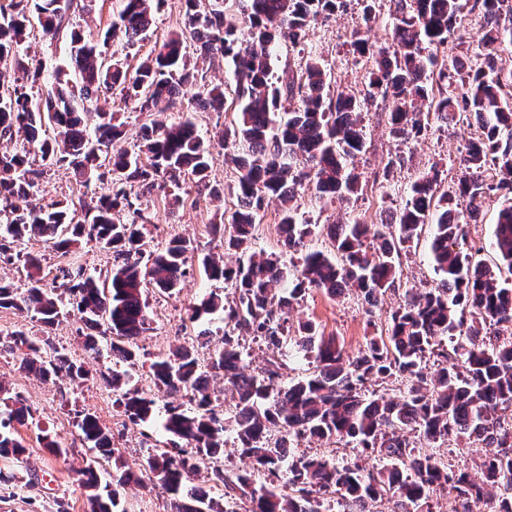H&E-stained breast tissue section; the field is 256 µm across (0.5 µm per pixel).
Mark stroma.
<instances>
[{"instance_id": "stroma-1", "label": "stroma", "mask_w": 512, "mask_h": 512, "mask_svg": "<svg viewBox=\"0 0 512 512\" xmlns=\"http://www.w3.org/2000/svg\"><path fill=\"white\" fill-rule=\"evenodd\" d=\"M395 8L394 0H351L346 12L310 28L308 42L329 69L330 89L362 87L368 65L365 58L352 53L350 36L353 31H364L376 46H389ZM180 17V0H166L146 39L129 46L119 38L114 47L129 66H136L155 45L161 44L178 28ZM365 125L366 149L355 161L356 170L361 175L362 192L347 202L332 200L326 203L316 200L312 192L301 193L297 203L310 223L346 224L358 216L375 224L390 220L402 207L410 185L431 164H438L447 180L457 179L460 159L476 134L475 126L465 122L445 124L434 121L418 140L401 142L390 133L388 103L380 98L366 109ZM213 153L216 160L210 179L224 186L223 200L203 198L176 209L165 207L156 193L141 200L154 216V222L148 225L143 238L144 251H154L174 237L189 239L193 250L179 293L170 295L154 285L146 286L144 296L151 322L149 331L135 340V364L128 366L116 362L106 339L101 342L100 352L86 350L83 322L76 309H69L60 323L49 329L27 313L0 309V384L9 394L21 395L33 411L31 420L16 427L27 449L24 461L0 459V470L12 477L10 483L0 485V512H85L82 471L90 462L92 452L78 434L77 413L95 414L111 433L119 451V461L107 463L108 473H115L119 468L139 472L148 449L166 447L169 437L162 428L164 399H157L149 419L131 423L106 379L112 370L127 371L129 389L149 394L153 391L149 377L151 361L180 344L195 345L199 358L204 360L221 343L223 312L204 315L197 322L189 318L191 306L200 304L211 290L224 288L223 283L206 278L201 260L205 255L224 252V244L214 234L213 227L221 223L223 212L233 207L236 170L232 163L225 161L221 146H214ZM482 179L490 187L483 203V220L470 225L469 230L471 238L483 246L481 260L489 263L494 258L492 232L504 193L496 188L499 175L494 165H487ZM428 240V235H421L418 244L401 255V286L388 291L375 310H368L356 295L332 298L323 291L312 289L293 301L289 309L291 323L312 321L324 334L336 336L349 355H356L366 337L384 333L386 314L402 301L406 289L432 288L439 282L440 277L430 260ZM18 330L84 363L90 371L88 379L80 383L66 378L43 382L20 370L19 353L13 350L10 338L11 333ZM46 436L60 443L62 454L54 455L44 448L42 439ZM488 451V445L453 437L437 449L436 455L448 467L465 469L479 480L483 477L479 464ZM122 501L128 512H170V495L148 479L125 486Z\"/></svg>"}]
</instances>
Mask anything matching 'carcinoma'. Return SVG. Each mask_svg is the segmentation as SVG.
I'll use <instances>...</instances> for the list:
<instances>
[{"mask_svg":"<svg viewBox=\"0 0 512 512\" xmlns=\"http://www.w3.org/2000/svg\"><path fill=\"white\" fill-rule=\"evenodd\" d=\"M94 0H7L0 3V258H23L29 278L24 293L0 280V309L26 311L45 327L65 315L59 299L43 287L41 260L21 247L26 235L43 237L66 258L62 286L69 304L83 315L84 345L98 350L99 338L112 336V356L135 364L134 340L149 329L146 281L173 294L186 276L192 245L173 238L160 250L143 255L142 229L153 216L137 201L158 189L174 209L184 203L186 177L195 192L213 199L224 190L209 180L215 156L194 118L182 114V95L199 85L198 67L225 65L235 88L234 124L218 132L224 155L237 169L234 210L224 225V249L241 252L229 266L213 255L202 259L210 280L233 290L232 300L212 293L191 307L190 320L224 312L222 346L199 359L185 345L152 361L149 373L156 394L183 392L189 405H167L163 429L185 443L177 455L162 448L148 453L146 470L172 495L171 512H237L236 498L219 504L209 492L194 487L205 460L217 458L224 433L231 431L250 460L249 473L229 474L222 467L209 480L240 492L253 504L249 512H332L323 509L336 494L337 512H359L361 505L391 498L398 512H424L438 491H448L451 512H470V504L487 498L491 512H512V495L494 498L490 487L512 489V343H495L512 326V202L498 211L492 247L496 261L475 260L481 248L468 243L467 224L480 212L485 188L482 171L488 161L499 165L496 186L512 194V69L499 65L500 53L512 45V0H473L483 17L484 32L475 58L439 60L437 51L457 33L462 0H397L391 45L383 50L361 32L353 34V52L371 60L365 87L325 92L324 60L307 42L311 25L345 11L348 0H248L238 17L224 10V0H183L179 30L128 70L110 42L147 37L154 14L164 0H119L110 28L93 37L72 25L75 14L91 11ZM246 26L248 37H239ZM39 30L43 37L65 38L70 65L79 76L72 85L59 67L44 82L46 93L34 92L43 78L42 63L30 57L26 44ZM288 38L300 48L305 65L277 72V46ZM125 102L152 115L178 111L169 123L156 120L140 128L133 146L117 144L122 131L116 113L101 102L113 88ZM390 101V132L408 141L427 131L429 116L446 122L471 117L479 134L469 142L460 164L462 175L445 186L438 165L414 181L403 208L392 223L397 234L371 230L365 221L324 227L334 255L311 249L307 242L319 228L303 219L293 200L310 189L320 201L348 199L362 191L350 168L366 144L363 108L376 96ZM206 110L224 111L219 86L197 92ZM53 127L58 138L46 136ZM70 169L85 188L96 180L106 185L95 205L79 214L70 204H40V180L48 168ZM280 201L282 245L301 253V265L290 270L277 256L248 252L268 200ZM126 212L125 222L116 218ZM433 226L430 258L442 276L434 288H409L404 301L387 317V335L370 336L354 357L345 355L334 336L312 322L290 335L288 309L301 293L317 288L332 297L356 292L370 307L397 284L401 251L419 240L423 227ZM112 252V271L95 276L76 256L83 237ZM259 336L272 350L258 375L246 372L235 332ZM466 334L440 353L441 363L429 370L426 357L436 340ZM21 349L19 369L48 381L86 376L84 366L22 331L12 333ZM291 347L312 360V374L281 385V363L274 354ZM224 378L230 400L219 412L212 405L209 379ZM402 378L406 386L386 397L367 389L379 379ZM126 374L115 371L109 386L120 393L119 405L137 423L150 417L155 398L123 389ZM32 416L20 398L0 411V457L18 461L26 448L12 432V422ZM84 441L98 455L115 456L112 437L98 418L86 413L77 420ZM410 429L424 448L402 435ZM488 440L497 451L481 467L486 482L468 472L445 467L432 449L452 436ZM317 440L361 449V455L333 462L294 455L285 447ZM374 456L387 461L381 469L366 466ZM274 480L255 488L253 473ZM138 477L126 472L116 481H102L93 466L83 471L90 512H126L121 489Z\"/></svg>","mask_w":512,"mask_h":512,"instance_id":"carcinoma-1","label":"carcinoma"}]
</instances>
